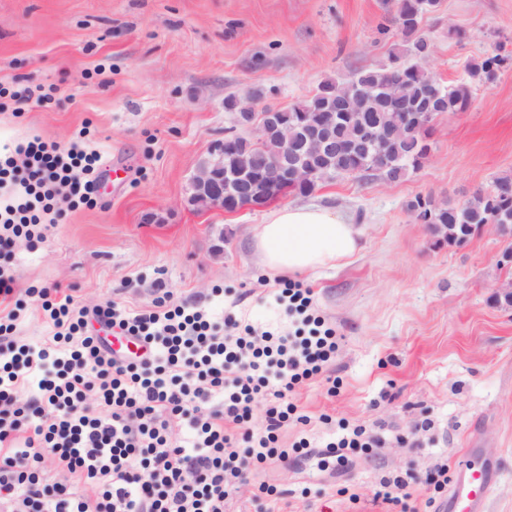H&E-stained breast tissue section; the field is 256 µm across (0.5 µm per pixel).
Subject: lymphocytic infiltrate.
Instances as JSON below:
<instances>
[{"instance_id": "obj_1", "label": "lymphocytic infiltrate", "mask_w": 512, "mask_h": 512, "mask_svg": "<svg viewBox=\"0 0 512 512\" xmlns=\"http://www.w3.org/2000/svg\"><path fill=\"white\" fill-rule=\"evenodd\" d=\"M96 152L35 137L0 160V512H224L253 487L254 500L283 491L255 482L259 465L329 458L363 448V430L317 452L308 439L279 445L288 424H307L289 395L320 375L336 352V332L312 312L311 289L285 281L274 300L297 332L257 331L232 314L157 298L133 312L107 303L78 305L54 284L29 289L48 317L44 343L18 340L9 262L20 240L39 235L57 197L91 205ZM141 341L125 360L90 323ZM268 397L262 430L250 426ZM184 434L173 438V426Z\"/></svg>"}]
</instances>
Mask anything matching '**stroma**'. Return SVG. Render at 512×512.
<instances>
[{"label": "stroma", "instance_id": "stroma-1", "mask_svg": "<svg viewBox=\"0 0 512 512\" xmlns=\"http://www.w3.org/2000/svg\"><path fill=\"white\" fill-rule=\"evenodd\" d=\"M396 0H0V84L24 76L49 103L0 110V149L37 135L100 157L98 204L59 201L42 239L20 242L16 292L58 284L84 306L174 303L233 312L253 326L292 332L271 296L277 277L251 239L267 210L194 205L188 187L217 140L235 129L228 96L285 109L325 79L386 64L401 43ZM421 31L426 69L467 81V62L504 58L496 79L473 84L466 111L438 117L422 167L399 182L338 177L273 207L313 204L363 230L346 264L300 274L314 309L335 328L326 372L296 387L309 423L281 431L325 447L364 428L376 448H350L345 471L266 464L257 481L286 491L281 512H400L377 500L403 478L415 512H444L436 467L456 469L470 449L497 467L488 512H512V308L494 299L512 272L492 230L434 245L407 208L415 197L463 204L512 171V0H440ZM223 251H216V239Z\"/></svg>", "mask_w": 512, "mask_h": 512}]
</instances>
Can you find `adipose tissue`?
<instances>
[{
  "label": "adipose tissue",
  "mask_w": 512,
  "mask_h": 512,
  "mask_svg": "<svg viewBox=\"0 0 512 512\" xmlns=\"http://www.w3.org/2000/svg\"><path fill=\"white\" fill-rule=\"evenodd\" d=\"M361 236V229L336 211L283 206L260 225L252 248L270 272L303 273L346 262L358 251Z\"/></svg>",
  "instance_id": "1"
}]
</instances>
